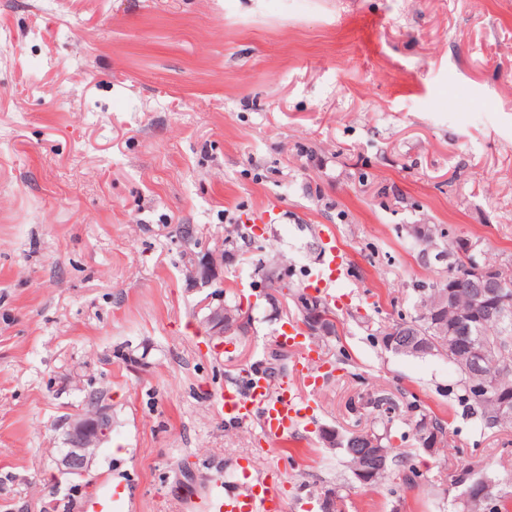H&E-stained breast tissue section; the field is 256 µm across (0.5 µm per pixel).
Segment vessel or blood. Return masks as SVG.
I'll use <instances>...</instances> for the list:
<instances>
[{"instance_id":"b4317fda","label":"vessel or blood","mask_w":512,"mask_h":512,"mask_svg":"<svg viewBox=\"0 0 512 512\" xmlns=\"http://www.w3.org/2000/svg\"><path fill=\"white\" fill-rule=\"evenodd\" d=\"M346 263V254L337 246L334 237H323L319 267L308 277V289L335 298L337 285L345 277ZM274 341L296 355L295 381L284 378L276 382L249 369L242 374V388L221 393L219 404L229 422H258L265 439L279 441L296 436L312 412L307 390L315 386L321 367L316 364L315 350L298 324L290 322L282 326ZM120 498V492L106 487L86 497L78 512H116ZM208 512H282V505L276 488L270 482L260 480L241 498L228 499L223 493L211 492Z\"/></svg>"}]
</instances>
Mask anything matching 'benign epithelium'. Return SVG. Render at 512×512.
Instances as JSON below:
<instances>
[{
    "mask_svg": "<svg viewBox=\"0 0 512 512\" xmlns=\"http://www.w3.org/2000/svg\"><path fill=\"white\" fill-rule=\"evenodd\" d=\"M456 251L467 257L465 267L457 274L448 275L438 291L442 300H447L449 294L456 291L461 281H466L478 288L479 295L488 298L486 316L504 318L512 314V289L505 287L493 277L492 266L480 259V242L467 235H460L455 240ZM224 261L222 251H203L196 258L194 286L208 288L210 292L204 300V322L209 328L210 335L224 337V289L215 277L218 263ZM299 315L295 318L310 336H330L334 334L336 319L332 314H325L317 304L298 303ZM475 313L470 307L455 309L452 320L448 322V353L460 351L468 369L481 373L487 360V351L481 342V337L473 331ZM391 336L384 341V346L396 353L410 352L422 355L428 351L426 345L417 338L403 339L407 332L394 326L390 329ZM472 393L481 401L492 400L497 404L498 420L502 424L512 422V396L488 385L476 382L471 386ZM112 433V414L106 405L98 406L94 412L74 418L67 423L65 429L66 447L61 449L57 459V467L63 474L88 475L94 457L93 449L99 447ZM320 439L327 448H341L343 441L360 448V456L368 468L360 470L358 481L369 485L378 477L388 474L386 458L378 443L367 437L355 435L350 439L336 429L325 428L320 433ZM497 482L492 479H482L465 487L458 502L467 507L474 500L482 503L483 512H496Z\"/></svg>",
    "mask_w": 512,
    "mask_h": 512,
    "instance_id": "obj_1",
    "label": "benign epithelium"
}]
</instances>
